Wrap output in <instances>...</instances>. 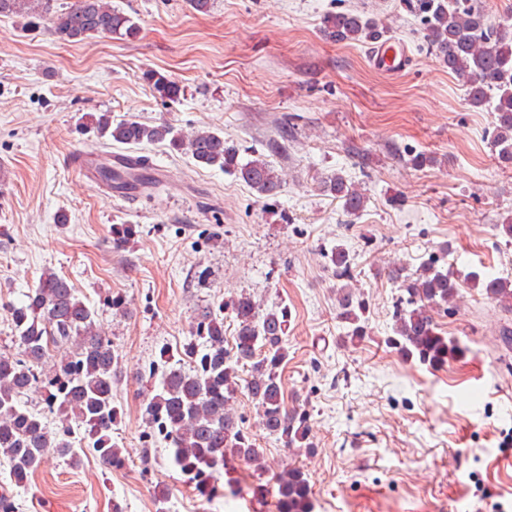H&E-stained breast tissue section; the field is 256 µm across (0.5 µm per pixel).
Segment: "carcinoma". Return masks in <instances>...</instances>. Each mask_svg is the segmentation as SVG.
I'll use <instances>...</instances> for the list:
<instances>
[{"instance_id": "carcinoma-1", "label": "carcinoma", "mask_w": 512, "mask_h": 512, "mask_svg": "<svg viewBox=\"0 0 512 512\" xmlns=\"http://www.w3.org/2000/svg\"><path fill=\"white\" fill-rule=\"evenodd\" d=\"M419 21L423 38L448 71L465 87L473 108L495 115L493 144L497 157L512 163V24L488 22L482 0H405ZM0 16H21L30 31L45 30L62 43H78L100 35L133 39L139 27L133 18L112 7L111 0H73L65 9L55 0H0ZM325 39L336 43L378 42L387 28L359 10L324 16ZM156 97L174 101L182 87L157 70L145 73ZM100 137L109 142L139 146L168 143L196 163L217 167L241 180L259 196H277L283 179L275 167L258 156L246 162L239 150L214 131L185 133L171 123H144L135 118L112 122L107 114L96 120ZM320 190L340 202L350 216L364 212L367 197L341 174L327 176ZM338 279H352L349 252L336 247L330 256ZM400 295L393 313L395 336L388 344L409 359L432 368L464 356L466 349L436 331L431 311L451 303L459 288L453 273L432 263L401 276ZM486 294L512 304V281L486 278ZM339 318L347 323L352 341L365 334L366 303L345 288L338 298ZM7 311L13 349L0 351V459L11 482L24 487L43 461L56 456L75 464L78 449L94 452L110 470L126 466L128 457L112 444V425L119 408L113 388L119 380L118 357L112 341L96 329L95 309L76 294L70 280L45 272L36 287ZM225 311L235 323L234 343L226 345ZM288 307L264 309L242 293L213 310L202 309L196 326L201 343L191 342L178 356L190 359L184 370L175 355L158 386L141 405L146 427L163 437L173 461L202 495L211 492L210 479L220 469L235 470L245 463L261 470V452L253 435L234 410L240 389L257 405L259 426L288 448L311 450L310 411L288 408L281 369L288 359ZM39 391L44 408H29L22 398ZM54 421L50 427L47 419ZM278 512H312V490L303 470L292 468L277 479Z\"/></svg>"}]
</instances>
